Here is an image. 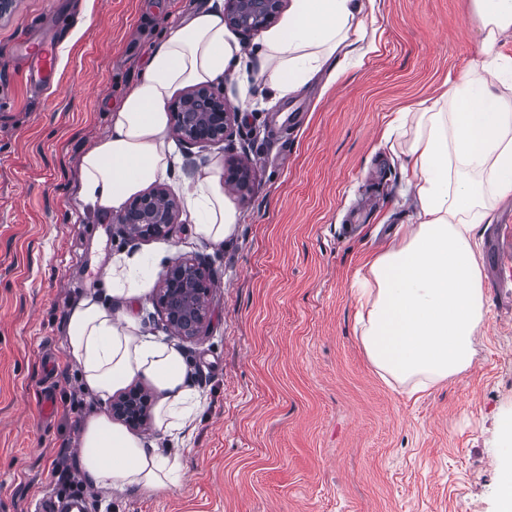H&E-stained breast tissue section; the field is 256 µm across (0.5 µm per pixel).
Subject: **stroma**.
Here are the masks:
<instances>
[{
  "mask_svg": "<svg viewBox=\"0 0 512 512\" xmlns=\"http://www.w3.org/2000/svg\"><path fill=\"white\" fill-rule=\"evenodd\" d=\"M208 0H16L0 19V512H33L76 469L100 406L64 357L69 305L99 291L114 256L151 250L207 266L203 333L180 347L203 400L172 446L179 485L152 496L84 486V512H498L503 421L512 416V299L485 283L471 367L427 392L387 384L360 342L354 273L409 223L381 134L476 58L472 0H377L376 48L333 84L240 109L231 140L179 148L164 185L181 196L212 160L254 171L234 198L233 241L198 239L188 213L168 238L131 243L79 199L80 157L108 126L173 21ZM58 13L51 89L14 48ZM57 412L42 421V387Z\"/></svg>",
  "mask_w": 512,
  "mask_h": 512,
  "instance_id": "obj_1",
  "label": "stroma"
}]
</instances>
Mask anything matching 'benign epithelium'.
Masks as SVG:
<instances>
[{
    "label": "benign epithelium",
    "mask_w": 512,
    "mask_h": 512,
    "mask_svg": "<svg viewBox=\"0 0 512 512\" xmlns=\"http://www.w3.org/2000/svg\"><path fill=\"white\" fill-rule=\"evenodd\" d=\"M284 4L285 0H224V22L247 43L275 21ZM169 112L181 140L201 147L227 138L237 118L224 91L212 85L189 89L170 104ZM253 178L252 171L240 159L224 164V187L229 190L245 193L250 190ZM178 216V205L163 189L153 188L115 215L113 223L127 238L143 240L169 235ZM210 288L206 270L191 260L177 258L164 268L159 275L156 301L164 310L173 335H199L208 316ZM151 403L152 395L147 389L125 392L113 401V418L138 425Z\"/></svg>",
    "instance_id": "obj_1"
}]
</instances>
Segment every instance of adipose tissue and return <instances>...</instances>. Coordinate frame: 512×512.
Instances as JSON below:
<instances>
[{"instance_id":"adipose-tissue-1","label":"adipose tissue","mask_w":512,"mask_h":512,"mask_svg":"<svg viewBox=\"0 0 512 512\" xmlns=\"http://www.w3.org/2000/svg\"><path fill=\"white\" fill-rule=\"evenodd\" d=\"M375 2L290 0L280 24L248 48L226 29L223 0L182 18L111 109L108 131L82 154L80 200L115 215L148 184L170 176L177 147L167 107L182 88L227 80L245 87L261 78L273 105L319 75L333 82L360 65L375 48L365 27ZM473 7L481 39L471 68L415 111L398 113L383 132L384 139H404L394 159L415 222L355 274L364 350L382 378L414 394L472 365L485 310L472 239L491 223L495 205L512 196V61L499 50L512 34V0H473ZM185 202L199 239L219 247L236 237L239 213L224 194L220 163L197 174ZM158 264L148 254L113 258L102 279L111 303L88 294L66 316L65 357L99 405L136 379L158 395L153 437L116 425L103 410L81 427L85 481L118 494L169 490L177 462L158 443L178 441L201 412L181 350L145 333L130 311L144 301Z\"/></svg>"}]
</instances>
